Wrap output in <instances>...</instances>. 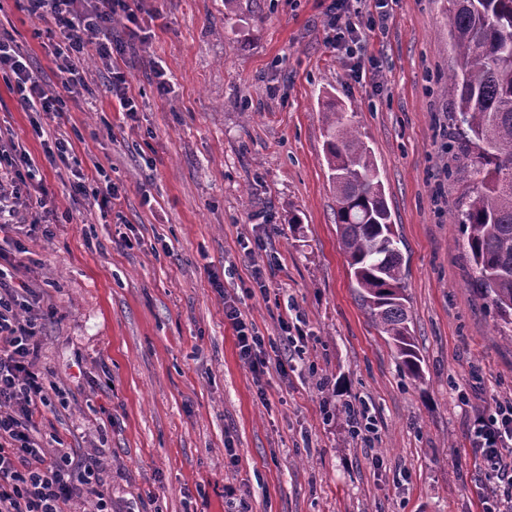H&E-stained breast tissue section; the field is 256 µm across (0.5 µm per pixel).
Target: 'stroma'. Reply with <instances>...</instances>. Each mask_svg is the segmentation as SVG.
<instances>
[{
  "mask_svg": "<svg viewBox=\"0 0 512 512\" xmlns=\"http://www.w3.org/2000/svg\"><path fill=\"white\" fill-rule=\"evenodd\" d=\"M331 3L240 0L228 21L224 0H141L149 34L119 61L131 117L92 57L61 119L25 111L0 80V146L25 149L49 191V226L29 225L22 188L9 218L25 248L12 285L39 297L38 366L56 387L43 445L94 456L114 512H485L471 433L512 400V344L457 222L479 176L452 119L446 2L391 0L361 45L376 75L359 83L326 26ZM0 38L61 93L57 40L23 0H0ZM330 95L380 171L420 381L370 322L338 246ZM54 137L70 166L47 160ZM77 176L108 178L111 207L73 197ZM228 299L287 376L254 381ZM283 315L300 318L303 346L283 336Z\"/></svg>",
  "mask_w": 512,
  "mask_h": 512,
  "instance_id": "obj_1",
  "label": "stroma"
}]
</instances>
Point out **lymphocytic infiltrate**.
<instances>
[{
    "label": "lymphocytic infiltrate",
    "mask_w": 512,
    "mask_h": 512,
    "mask_svg": "<svg viewBox=\"0 0 512 512\" xmlns=\"http://www.w3.org/2000/svg\"><path fill=\"white\" fill-rule=\"evenodd\" d=\"M27 11L37 21L50 25L63 37V46L55 53L61 85L75 93L82 84L77 59L85 51L106 65L109 83L123 112L137 109L129 93L126 74L113 57L123 54L124 44L114 41L110 19L124 14L132 24V37H140L144 28L137 0H26ZM328 24L337 47L352 52L362 38V23L352 17L349 0H332ZM0 79L6 81L33 111L61 114L63 96L44 92L39 78L31 70L26 54L15 44L0 39ZM29 184L34 206L32 224L45 223L50 210L48 191L37 180L32 160L23 167L0 172V214L10 207L16 185ZM10 271L0 268V512H78L86 494L95 498V512H112V499L95 489L97 462L86 459L74 465L70 452L42 446L38 418L51 404L54 385L37 366L39 345L38 319L32 316L27 295L11 285ZM224 317L237 334L241 359L255 378L269 370L286 374L284 363H272L264 351V338L233 301H225ZM475 449L486 470L507 486L493 494V512H512V462H506L503 450L512 441V402L500 406L496 417L475 429Z\"/></svg>",
    "instance_id": "f902f5d3"
}]
</instances>
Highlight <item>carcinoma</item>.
Returning <instances> with one entry per match:
<instances>
[{"mask_svg":"<svg viewBox=\"0 0 512 512\" xmlns=\"http://www.w3.org/2000/svg\"><path fill=\"white\" fill-rule=\"evenodd\" d=\"M445 18L460 56L448 81L461 152L481 175L462 203L459 223L475 266L476 287L512 344V0H447ZM324 153L336 196L339 247L358 298L387 337L400 368L424 378L406 306L403 257L380 173L354 113L338 100L324 107Z\"/></svg>","mask_w":512,"mask_h":512,"instance_id":"1","label":"carcinoma"}]
</instances>
